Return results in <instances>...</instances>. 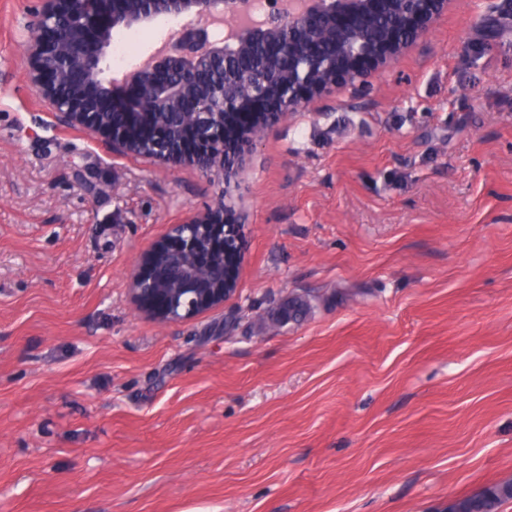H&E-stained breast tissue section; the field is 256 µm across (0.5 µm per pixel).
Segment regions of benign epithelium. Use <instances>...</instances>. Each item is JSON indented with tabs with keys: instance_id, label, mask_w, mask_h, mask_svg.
<instances>
[{
	"instance_id": "obj_1",
	"label": "benign epithelium",
	"mask_w": 512,
	"mask_h": 512,
	"mask_svg": "<svg viewBox=\"0 0 512 512\" xmlns=\"http://www.w3.org/2000/svg\"><path fill=\"white\" fill-rule=\"evenodd\" d=\"M265 7V17L255 21L243 0H115L106 13L98 0H39L27 45L28 81L63 122L164 164L191 154L205 178L221 182L244 168L270 124L253 112L255 105H271L278 120L308 108L324 92L365 75L344 71V61L355 64L373 53L376 62L386 60L424 34L448 0H265ZM387 8L405 37L371 26L340 37L341 17L368 19ZM180 17L186 21L151 61L120 78L103 77L113 31ZM89 28L98 33L94 42L85 38ZM241 114L248 121L239 149L228 157L227 120ZM144 119L151 121L149 137L130 139L129 125ZM224 211L221 198L174 225L178 247L151 252L148 274L139 267L132 272L130 291L141 307L163 322L199 314L191 299L177 311L162 296L159 285L179 273L205 293L222 286L227 298L236 292L231 262L243 258L242 225L225 226L223 262L192 263L201 246L195 229L216 223Z\"/></svg>"
}]
</instances>
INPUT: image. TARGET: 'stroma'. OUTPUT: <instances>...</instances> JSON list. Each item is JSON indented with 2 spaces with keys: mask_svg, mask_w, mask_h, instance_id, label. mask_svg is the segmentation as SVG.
I'll list each match as a JSON object with an SVG mask.
<instances>
[{
  "mask_svg": "<svg viewBox=\"0 0 512 512\" xmlns=\"http://www.w3.org/2000/svg\"><path fill=\"white\" fill-rule=\"evenodd\" d=\"M498 2L269 126L227 188L236 294L165 323L130 275L225 188L62 122L37 0H0V512H448L512 480V45L474 82L460 51ZM294 292L312 315L266 330Z\"/></svg>",
  "mask_w": 512,
  "mask_h": 512,
  "instance_id": "obj_1",
  "label": "stroma"
}]
</instances>
